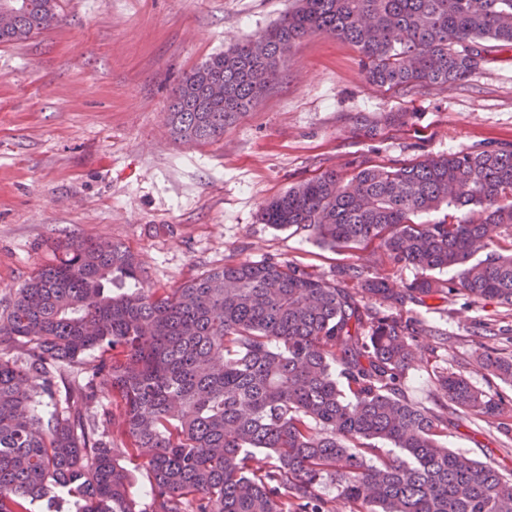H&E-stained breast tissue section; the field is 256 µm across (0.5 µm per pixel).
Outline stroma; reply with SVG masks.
Instances as JSON below:
<instances>
[{
	"mask_svg": "<svg viewBox=\"0 0 512 512\" xmlns=\"http://www.w3.org/2000/svg\"><path fill=\"white\" fill-rule=\"evenodd\" d=\"M294 0H58L48 31L0 45V299L10 298L51 243L119 241L136 253L144 287H179L227 261L273 258L318 276L354 264L395 286L421 275L385 263L377 245L316 246L307 233L260 220L262 205L333 170L420 161L488 146L512 147V47L468 81L395 91L370 84L353 44L312 35L290 48L273 87L204 145L174 139L166 112L181 77L232 44L259 36ZM404 113L398 126L388 113ZM376 124L367 133L365 123ZM443 341H417L413 400L441 410L439 368L501 396V420L455 416L446 444L512 470V385L475 366L484 350L512 353V310L452 294L418 308ZM497 329L473 333L475 323Z\"/></svg>",
	"mask_w": 512,
	"mask_h": 512,
	"instance_id": "1",
	"label": "stroma"
}]
</instances>
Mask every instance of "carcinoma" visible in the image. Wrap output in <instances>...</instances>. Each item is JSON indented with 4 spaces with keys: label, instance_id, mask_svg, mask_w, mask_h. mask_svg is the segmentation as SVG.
I'll list each match as a JSON object with an SVG mask.
<instances>
[{
    "label": "carcinoma",
    "instance_id": "1",
    "mask_svg": "<svg viewBox=\"0 0 512 512\" xmlns=\"http://www.w3.org/2000/svg\"><path fill=\"white\" fill-rule=\"evenodd\" d=\"M57 7L0 0L16 12L0 44L51 29ZM315 34L357 46L375 86L446 87L512 46V0H296L257 38L259 52L237 43L182 77L171 133L197 144L224 135L268 92L291 46ZM443 207L463 216L418 222ZM261 221L332 250L376 242L422 277L396 288L360 266L326 279L264 258L146 290L130 247L56 240L54 259L0 301V512L38 499L53 507L59 491L80 512H335L329 483L346 512H512V474L443 442L451 416L496 417L503 401L446 369L437 387L450 413L404 391L428 332L415 308L451 292L512 308V147L348 178L327 171L268 201ZM454 267L452 285L433 276ZM90 351L98 359L84 367ZM478 362L512 383V356L486 351ZM107 396L117 419L101 406ZM116 431L145 453L142 506L116 460ZM257 451L267 466L254 467Z\"/></svg>",
    "mask_w": 512,
    "mask_h": 512
}]
</instances>
